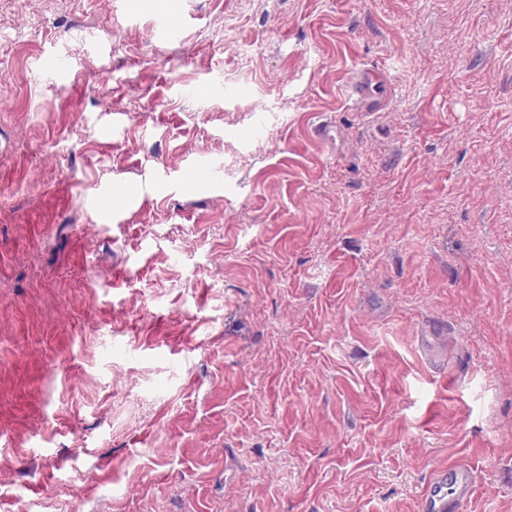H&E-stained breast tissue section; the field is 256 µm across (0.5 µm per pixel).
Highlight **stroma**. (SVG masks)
Returning a JSON list of instances; mask_svg holds the SVG:
<instances>
[{"instance_id": "obj_1", "label": "stroma", "mask_w": 512, "mask_h": 512, "mask_svg": "<svg viewBox=\"0 0 512 512\" xmlns=\"http://www.w3.org/2000/svg\"><path fill=\"white\" fill-rule=\"evenodd\" d=\"M453 459L512 512V0H0V512Z\"/></svg>"}]
</instances>
